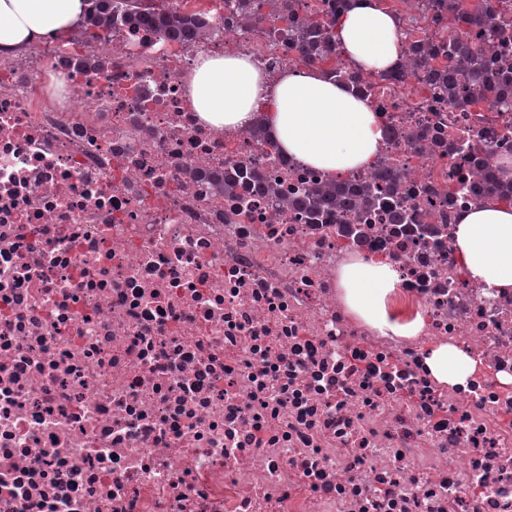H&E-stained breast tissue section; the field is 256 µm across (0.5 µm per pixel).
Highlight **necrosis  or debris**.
Returning a JSON list of instances; mask_svg holds the SVG:
<instances>
[{
	"label": "necrosis or debris",
	"mask_w": 512,
	"mask_h": 512,
	"mask_svg": "<svg viewBox=\"0 0 512 512\" xmlns=\"http://www.w3.org/2000/svg\"><path fill=\"white\" fill-rule=\"evenodd\" d=\"M167 2L268 80L296 65L238 0ZM400 2L410 73L372 76L385 136L341 181L381 201L316 223L289 202L320 171L197 120L196 46L120 22L94 73L62 41L0 61V512H512V293L468 283L453 236L512 155V109L452 108L431 57L448 18ZM45 53L69 79L54 95ZM239 166L270 192L215 193L209 171ZM373 255L420 334L348 313L338 271ZM430 340L483 375L440 386Z\"/></svg>",
	"instance_id": "necrosis-or-debris-1"
}]
</instances>
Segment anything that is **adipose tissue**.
I'll return each mask as SVG.
<instances>
[{"instance_id":"adipose-tissue-1","label":"adipose tissue","mask_w":512,"mask_h":512,"mask_svg":"<svg viewBox=\"0 0 512 512\" xmlns=\"http://www.w3.org/2000/svg\"><path fill=\"white\" fill-rule=\"evenodd\" d=\"M86 14V0H0V58L78 31ZM335 34L357 68L383 71L399 61L401 30L382 0H354L337 20ZM188 99L199 118L213 127L245 130L262 125L289 158L332 179L370 166L383 136L379 113L319 69H288L271 84L243 53L198 51ZM455 243L468 280L512 291V206L494 201L462 213ZM397 279L388 264L376 259L355 260L340 271L345 305L352 314L373 327L410 336L422 330V322L389 324L383 304ZM423 361L444 386L465 385L481 371L479 361L446 343L426 344Z\"/></svg>"}]
</instances>
